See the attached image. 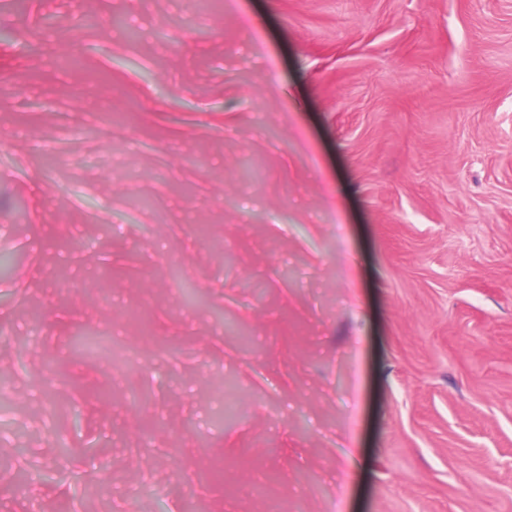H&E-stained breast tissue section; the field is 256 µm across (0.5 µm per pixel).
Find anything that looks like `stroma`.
Here are the masks:
<instances>
[{"instance_id":"35a3bbf8","label":"stroma","mask_w":512,"mask_h":512,"mask_svg":"<svg viewBox=\"0 0 512 512\" xmlns=\"http://www.w3.org/2000/svg\"><path fill=\"white\" fill-rule=\"evenodd\" d=\"M0 512H512V0H0Z\"/></svg>"}]
</instances>
